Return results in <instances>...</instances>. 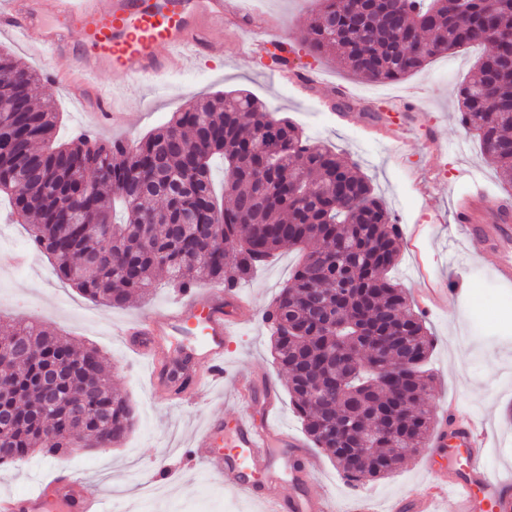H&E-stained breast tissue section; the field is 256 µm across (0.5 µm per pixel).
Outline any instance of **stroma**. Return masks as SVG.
<instances>
[{
	"instance_id": "obj_1",
	"label": "stroma",
	"mask_w": 512,
	"mask_h": 512,
	"mask_svg": "<svg viewBox=\"0 0 512 512\" xmlns=\"http://www.w3.org/2000/svg\"><path fill=\"white\" fill-rule=\"evenodd\" d=\"M252 11L263 16L270 30L288 28L300 40L317 4L315 0H250ZM224 42V59H199L165 81L141 83L126 90L120 110L122 126L113 137L129 140L159 127L172 112L187 103L219 91L241 90L263 103L274 115L288 118L312 141L325 145L347 163L358 164L371 178L377 195L393 218L401 219L402 248L389 275L408 295H415L419 272L447 280L449 287L470 293L446 310L427 316L425 325L434 339L428 367L434 376V405L452 401L474 415L491 434L488 464L496 472H512V285L496 282L491 269L495 255L472 254L454 221L436 223L432 214H454L461 198L475 184L494 195L508 188L488 162L476 134L459 122L458 90L476 74L480 56L489 44L458 49L431 59L421 70L389 88L385 99L352 102L351 112L379 114L388 136L370 137L363 126L344 120L325 99L333 87L348 90L367 82L332 59L296 49L292 56L301 70L314 72L318 86L306 93L274 77L269 57L252 48L244 31H216ZM38 99L54 100L63 114L60 137L85 130L87 116L48 79L34 87ZM413 97L424 117L408 120L390 108V98ZM403 135L406 145L396 148L390 137ZM439 148H432V141ZM7 203H0V322L15 320L60 328L81 345H95L107 357L112 386L129 399L134 427L126 440L112 448L73 450L66 462L79 483L98 486L108 512H125L140 494L149 475L175 470L172 481H159V496L144 512H258V505L226 487L209 474L191 442L210 418H233L238 402L224 383L209 385L205 395L162 407L150 394L146 361L129 353L115 328L137 314H162L178 290L158 276L145 299H133L123 308L95 303L76 288L62 283L50 257L30 244L28 227L6 221ZM299 261L294 248L277 251L242 282L254 313L225 351L230 373L250 375L257 382L273 381L279 396V420L296 436L304 431L288 397L286 375L271 354V331L263 320ZM50 461L35 455L0 467V496L25 494L49 475ZM420 467L406 464L390 477L365 483L380 512L410 487L424 481Z\"/></svg>"
}]
</instances>
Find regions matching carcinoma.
Masks as SVG:
<instances>
[{"label":"carcinoma","mask_w":512,"mask_h":512,"mask_svg":"<svg viewBox=\"0 0 512 512\" xmlns=\"http://www.w3.org/2000/svg\"><path fill=\"white\" fill-rule=\"evenodd\" d=\"M388 27L357 0H318L303 44L334 55L372 82L398 80L432 57L492 44L458 91L463 124L487 160L512 175V0H382ZM35 70L0 49V96L19 100L0 127V195L17 222L34 220L36 249L56 275L102 305L148 294L156 270L176 288L207 279L237 286L284 246L302 252L288 285L263 313L272 351L307 436L348 484L403 467L434 428L433 346L422 317L387 277L400 232L371 181L286 118L273 119L248 93H217L172 113L136 141L81 134L57 142L59 113L38 101ZM228 164L218 201L210 161ZM205 254L207 259L197 260ZM9 335L27 354H0V466L35 453L63 459L79 439L120 444L132 408L112 392L107 358L76 347L56 328L15 321ZM87 395L82 425L46 391Z\"/></svg>","instance_id":"cac0c4a2"}]
</instances>
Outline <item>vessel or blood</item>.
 I'll list each match as a JSON object with an SVG mask.
<instances>
[{
	"label": "vessel or blood",
	"mask_w": 512,
	"mask_h": 512,
	"mask_svg": "<svg viewBox=\"0 0 512 512\" xmlns=\"http://www.w3.org/2000/svg\"><path fill=\"white\" fill-rule=\"evenodd\" d=\"M243 0H0V29L26 38L35 37L41 54L56 66L55 81L68 89L74 102L88 110L98 125L109 127L121 119L113 105L133 83L161 80L202 57L223 58L224 44L214 29L235 20L252 27L256 48L287 45V32L268 33L259 15L245 10ZM82 42L69 38L73 30ZM76 62L83 74L80 87H72L64 67ZM116 75L112 84L101 83L105 73ZM455 220L472 253L498 254L496 279L512 284V203L489 199L477 190L460 207ZM451 292L447 285L423 282L419 290L422 310L444 307ZM220 289L184 290L164 316L141 315L120 330L129 347L145 356L157 399L166 402L163 365L166 343L193 328L202 334L184 355L185 363L206 366L204 381L223 380L227 369L224 349L246 321L248 300L236 295L226 308ZM233 390L245 408L232 420L209 419L197 435L196 447L206 449L209 472L224 483L260 501L265 512H334L328 497L310 493L314 467L296 440L274 421L276 394L272 384L235 378ZM487 437L476 419L456 404H448L429 448L418 461L428 483L398 499L391 512H433L431 497L450 496L453 512H512V479L492 474L486 463ZM299 490L284 497L282 482ZM0 512H107L103 497L87 485L73 484L65 466H57L51 482L39 492L0 497Z\"/></svg>",
	"instance_id": "vessel-or-blood-1"
}]
</instances>
